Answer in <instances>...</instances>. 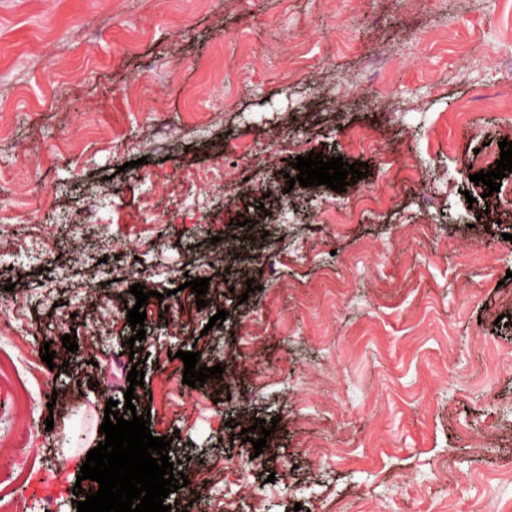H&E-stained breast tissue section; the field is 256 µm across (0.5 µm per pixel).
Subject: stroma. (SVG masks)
<instances>
[{
    "label": "stroma",
    "instance_id": "35a3bbf8",
    "mask_svg": "<svg viewBox=\"0 0 512 512\" xmlns=\"http://www.w3.org/2000/svg\"><path fill=\"white\" fill-rule=\"evenodd\" d=\"M160 121H153V114ZM0 225L30 209L38 187L56 193L31 225V241L0 254V301L18 335L0 336V446L19 449L33 479L0 475V498L41 512L34 481L58 484L54 512H77L73 487L108 400L123 401L132 329L113 300L129 299L131 272H152L145 308L146 358L139 414L171 438L174 472L200 456L229 453L240 432L235 405L209 387L183 384L177 351H200L250 393L259 418L277 419L276 446L247 460L250 496L267 512H425L451 500L457 512H512V278L486 287L485 271L442 253L477 218L501 268H512V172L499 192L470 182L475 151L498 150L512 125V0H0ZM369 147H348L350 129ZM282 132L292 155L310 151L369 165L336 192L294 186L278 224L243 222L283 173L266 145ZM249 146L250 155L233 149ZM423 176L405 180L402 164ZM243 189L225 186L232 173ZM160 175L167 191L155 192ZM208 176L219 192L199 197ZM394 203L361 205L365 189ZM96 192L86 251L58 256L72 229L63 212ZM336 205L346 224L319 223ZM417 236L395 243L400 225ZM229 262L266 238L274 267L254 273L255 292L227 293L222 324L196 305V279L213 237ZM101 266L107 287L90 276ZM334 268V284L322 272ZM343 300L334 308L331 297ZM264 327V351L241 317ZM335 324L319 336V321ZM111 336L100 341L97 326ZM76 333L78 351L28 377L50 339ZM500 352L496 372L477 374L473 336ZM341 362L335 385L307 387V374ZM75 390L63 411L54 392ZM38 429L17 437L18 419ZM309 428L350 451L310 466L299 442ZM224 470L209 472L198 505L169 494L171 512H213Z\"/></svg>",
    "mask_w": 512,
    "mask_h": 512
}]
</instances>
